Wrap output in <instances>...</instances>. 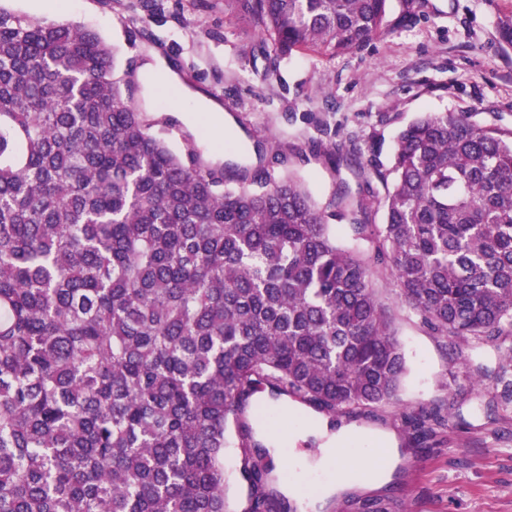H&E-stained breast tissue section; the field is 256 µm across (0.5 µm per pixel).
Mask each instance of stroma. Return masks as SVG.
<instances>
[{"instance_id":"stroma-1","label":"stroma","mask_w":512,"mask_h":512,"mask_svg":"<svg viewBox=\"0 0 512 512\" xmlns=\"http://www.w3.org/2000/svg\"><path fill=\"white\" fill-rule=\"evenodd\" d=\"M66 0V19L96 30L114 50L115 74L144 71L149 52L167 59L186 86L237 117L246 147L279 145L287 172L300 176L319 205L340 183L353 193L380 191L360 156L389 162L402 127L424 112L463 113L512 132V51L499 19L512 0H391L386 31L363 49L338 56L292 53L277 65L250 53L261 34L224 12V0ZM340 143L338 164L321 157ZM375 288L391 308L408 374L397 395L337 424L356 423L368 440L390 435L406 451L392 481L336 498L327 512H351L377 500L386 512H512V363L488 351L506 383L473 386L464 361L396 298L392 278ZM446 414L450 430L416 440L405 414Z\"/></svg>"}]
</instances>
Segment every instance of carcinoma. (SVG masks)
<instances>
[{
  "instance_id": "obj_1",
  "label": "carcinoma",
  "mask_w": 512,
  "mask_h": 512,
  "mask_svg": "<svg viewBox=\"0 0 512 512\" xmlns=\"http://www.w3.org/2000/svg\"><path fill=\"white\" fill-rule=\"evenodd\" d=\"M389 6L224 0L276 60L359 49ZM114 69L96 31L0 8V512H298L274 404L350 413L406 373L378 270L455 349L512 339V136L425 112L389 165L366 159L383 196L343 185L321 208L261 148L254 167L204 162L190 134L174 150L180 121ZM338 209L370 251L336 243Z\"/></svg>"
}]
</instances>
